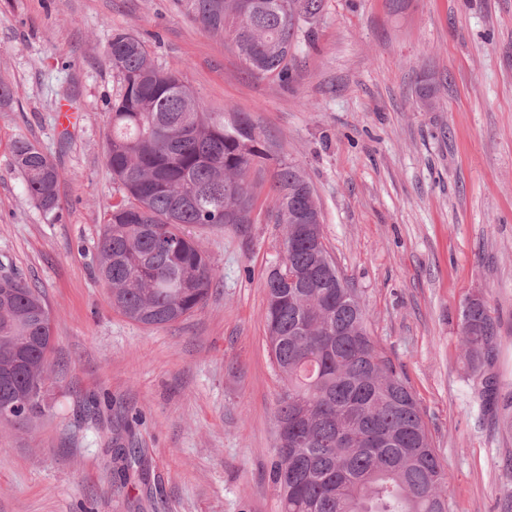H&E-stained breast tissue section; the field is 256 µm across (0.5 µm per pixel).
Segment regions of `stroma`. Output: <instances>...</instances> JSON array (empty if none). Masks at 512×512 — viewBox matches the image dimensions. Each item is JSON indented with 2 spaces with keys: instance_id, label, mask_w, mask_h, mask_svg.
I'll list each match as a JSON object with an SVG mask.
<instances>
[{
  "instance_id": "35a3bbf8",
  "label": "stroma",
  "mask_w": 512,
  "mask_h": 512,
  "mask_svg": "<svg viewBox=\"0 0 512 512\" xmlns=\"http://www.w3.org/2000/svg\"><path fill=\"white\" fill-rule=\"evenodd\" d=\"M145 41L203 111L248 116L310 181L324 242L367 328L414 393L450 474L451 512H501L512 491V0H325L289 82L250 74L181 0H0V276L40 289L54 349L44 414L0 420V512H279L269 478L282 386L265 275L285 229L195 226L217 273L205 306L146 327L112 308L97 242L113 33ZM431 82L433 104L416 90ZM74 112L62 126L60 108ZM24 137L62 174L43 213L11 166ZM498 322L469 375L459 311ZM501 384L496 405L483 375ZM141 451L123 480L116 442Z\"/></svg>"
}]
</instances>
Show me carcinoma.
I'll list each match as a JSON object with an SVG mask.
<instances>
[{
    "mask_svg": "<svg viewBox=\"0 0 512 512\" xmlns=\"http://www.w3.org/2000/svg\"><path fill=\"white\" fill-rule=\"evenodd\" d=\"M324 0H186L187 13L230 44L249 71L289 80V59L303 25ZM107 55L119 77L112 99L106 161L116 200L103 225L98 268L112 307L145 326H163L201 309L214 282L206 253L187 225L248 224L257 196L249 181L271 159L270 146L246 116L230 123L202 110L194 92L155 64L138 37L115 32ZM11 165L30 199L46 213L58 203L61 179L49 157L27 138L12 144ZM267 215L285 225V265L316 270L313 288L284 287L269 269L266 326L270 358L283 385L270 477L280 512H449L448 471L432 448L419 404L384 349L370 336L354 289L339 275L321 223L312 231L297 212L321 217L314 192L294 162H277ZM0 366L18 349L24 360L0 377V403L26 404L9 418L43 409L53 330L46 302L24 280L0 283ZM484 301L463 305L464 364L484 367L497 336ZM124 478L140 452L119 446Z\"/></svg>",
    "mask_w": 512,
    "mask_h": 512,
    "instance_id": "carcinoma-1",
    "label": "carcinoma"
}]
</instances>
